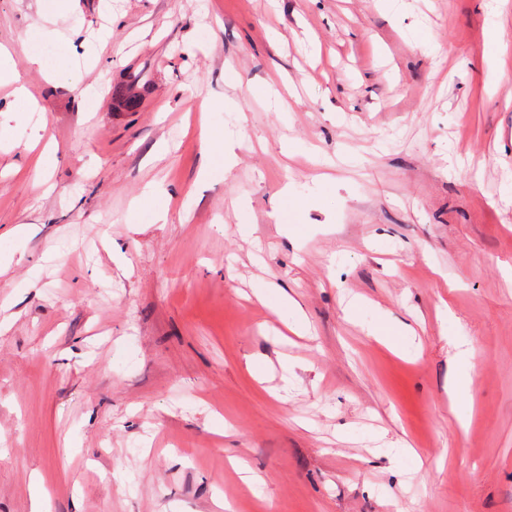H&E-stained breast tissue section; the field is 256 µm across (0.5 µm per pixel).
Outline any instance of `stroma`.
I'll return each mask as SVG.
<instances>
[{
	"label": "stroma",
	"instance_id": "obj_1",
	"mask_svg": "<svg viewBox=\"0 0 512 512\" xmlns=\"http://www.w3.org/2000/svg\"><path fill=\"white\" fill-rule=\"evenodd\" d=\"M489 10L0 0V47L44 123L34 132L0 86L14 129L0 149V512H31L39 484L47 512H218L219 497L232 512H512V0ZM494 36L509 45L497 79ZM271 81L284 111L258 92ZM211 134L235 163L204 177ZM36 143L54 148L39 176ZM321 173L289 239L283 190ZM149 184L166 195L140 203ZM262 284L288 292L310 335L288 333ZM347 295L365 301L353 320ZM382 312L413 330L397 350L366 333ZM457 339L474 345L463 423ZM372 427L420 471L374 456Z\"/></svg>",
	"mask_w": 512,
	"mask_h": 512
}]
</instances>
